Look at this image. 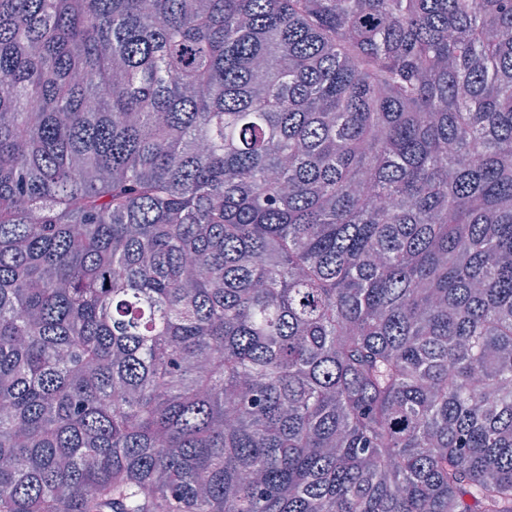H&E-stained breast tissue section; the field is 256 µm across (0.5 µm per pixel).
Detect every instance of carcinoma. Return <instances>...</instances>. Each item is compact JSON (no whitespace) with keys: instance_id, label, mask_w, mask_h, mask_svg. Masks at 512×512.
<instances>
[{"instance_id":"cac0c4a2","label":"carcinoma","mask_w":512,"mask_h":512,"mask_svg":"<svg viewBox=\"0 0 512 512\" xmlns=\"http://www.w3.org/2000/svg\"><path fill=\"white\" fill-rule=\"evenodd\" d=\"M0 512H512V0H0Z\"/></svg>"}]
</instances>
